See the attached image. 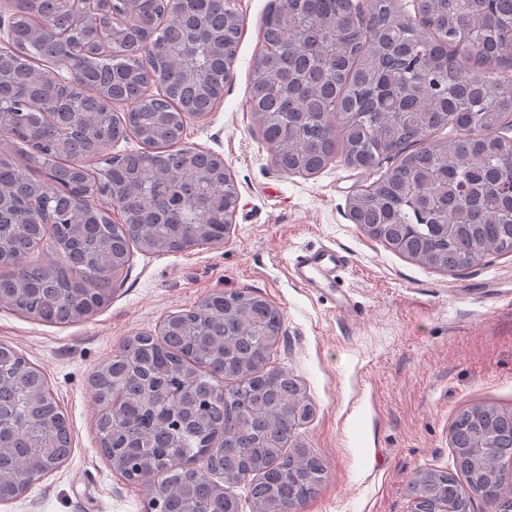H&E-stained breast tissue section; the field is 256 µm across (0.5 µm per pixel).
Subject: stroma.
<instances>
[{
    "instance_id": "stroma-1",
    "label": "stroma",
    "mask_w": 512,
    "mask_h": 512,
    "mask_svg": "<svg viewBox=\"0 0 512 512\" xmlns=\"http://www.w3.org/2000/svg\"><path fill=\"white\" fill-rule=\"evenodd\" d=\"M234 3L243 30L233 74L212 110L188 119L182 140L223 158L239 193L230 236L135 253L109 305L66 327L0 307V343L43 370L72 438L70 458L0 512H144V490L100 451L89 378L125 337L215 291L260 292L285 315L276 362L316 406L293 443L327 465L299 512H413L410 479L455 469L459 411H512V253L452 275L425 268L351 220L349 201L371 183L368 173L338 160L312 176L281 171L248 107L267 0ZM323 245L345 252L349 266L338 287H306L290 262Z\"/></svg>"
}]
</instances>
